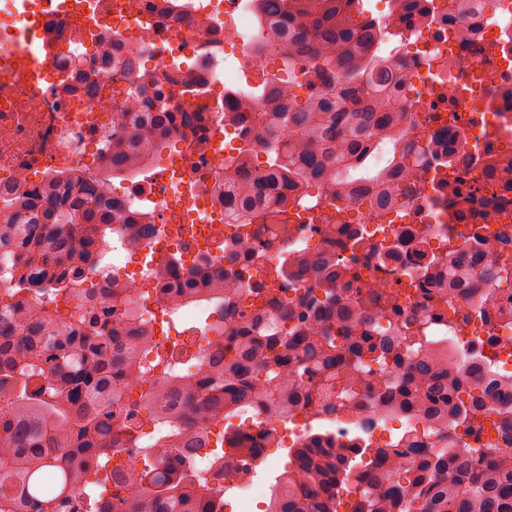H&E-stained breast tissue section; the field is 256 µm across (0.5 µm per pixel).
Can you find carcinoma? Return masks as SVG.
<instances>
[{
  "instance_id": "obj_1",
  "label": "carcinoma",
  "mask_w": 512,
  "mask_h": 512,
  "mask_svg": "<svg viewBox=\"0 0 512 512\" xmlns=\"http://www.w3.org/2000/svg\"><path fill=\"white\" fill-rule=\"evenodd\" d=\"M252 12L263 31L253 50L278 45L284 69L308 70L317 82L301 97L291 92L293 80L275 75L259 94L233 91L242 111L256 105L261 112L266 163L252 182L224 186V216L261 222L271 203L261 188L282 193L314 184L369 201L370 219L391 209L407 193L412 155L406 113L391 111L406 86L399 47H389L399 25L378 26L360 0H252ZM102 56L115 71L142 70L138 53L116 56L105 47ZM208 79L206 72L189 77L184 94L200 97ZM119 116L112 177H134L159 158L160 130L173 115L144 81ZM384 146L386 165L371 166ZM126 221L101 177L70 171L24 192L0 184V265L17 282L0 290V512H226L224 490L197 479L193 462L208 457L225 481L252 478L275 435L230 427L213 436L209 425L255 403L270 422L298 409L314 420L341 414L346 408L336 401L367 360L406 368V384L382 388L376 406L378 418L401 415L408 427L389 448H371L359 436L343 444L324 430L311 433L288 449L269 512H512V448L494 453L448 444L452 426L484 427L475 394L507 392L512 374L498 373L495 357L482 353L470 362L468 378H460L459 353L434 344L424 323L400 320L384 289H364L358 229L340 240V253L274 269L248 308L235 300V278L213 275L205 301L216 304L217 319L207 326L217 341L204 369L186 371L159 354L143 359L151 329L138 318L134 289L122 276L112 272L108 290L92 284L106 231ZM154 229L152 215L143 213L131 233L141 241ZM244 246L258 261L272 242L259 234ZM475 249L468 237L445 255L422 250L409 266L420 278L448 269V286L433 293L434 316H445L448 293L473 279ZM167 266L161 290L169 305L199 302L196 276L181 272L175 256ZM306 276L320 295L288 298V280ZM47 294L76 306L64 314L37 302ZM381 321L389 322L383 331L376 328ZM120 379L147 390L126 401ZM497 414L509 444L512 405H500ZM147 428L156 441L135 490L115 465L106 475L112 498L95 502L83 494L91 469L135 453Z\"/></svg>"
}]
</instances>
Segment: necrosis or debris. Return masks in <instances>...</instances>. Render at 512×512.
Instances as JSON below:
<instances>
[{"instance_id": "1", "label": "necrosis or debris", "mask_w": 512, "mask_h": 512, "mask_svg": "<svg viewBox=\"0 0 512 512\" xmlns=\"http://www.w3.org/2000/svg\"><path fill=\"white\" fill-rule=\"evenodd\" d=\"M60 2L0 0V182L26 188L60 171L95 176L110 169L112 145L101 128L117 121L115 100L93 99L63 85L74 66L97 64L98 46L111 45L116 31L122 49H138L151 60L169 111L196 117L192 125L176 119L164 130L172 148L161 169L150 180L128 181L117 197L127 213H153L156 224L155 234L137 245L126 234L113 233L103 253L104 267L122 270L138 285L135 304L165 305L157 272L177 254L182 269L197 272L203 284L209 271L243 270L238 302L249 306L252 289L266 282L286 254L336 249L339 239L327 233V225L361 222L360 203L330 198L322 187L308 190L286 212H271L268 234H278L285 222L297 232L286 237L283 250H271L260 262L243 254V229L225 222L215 186L255 176L265 157L261 119L242 123L237 105L224 101L240 62L258 73L271 62L270 54L255 55L252 41L243 36L252 26L246 0H74L68 10ZM418 5L402 55L410 81L392 108L409 114L408 129L427 130L419 143L427 159L410 170L415 194L380 221L364 224L366 248L358 267L363 283L380 282L397 292L402 319H427L434 338L459 335L470 356L491 342L512 340V292L476 280L449 295L446 317L434 318L429 298L443 273L409 279L405 264L380 263L371 248L384 239L422 233L429 251L447 252L448 224L457 214L461 231L496 243L493 251H477V266L512 270V241L498 242L504 235L512 238V177L504 175L512 168V0H477L466 15L449 13L448 0H418ZM202 65L210 78L202 101L193 102L184 95L183 82ZM246 141L253 145L249 160L239 173L225 171V158ZM448 151L457 164H436L435 155ZM192 319V310H184L182 325H167L153 343L203 359L207 342L191 328ZM404 378V371L366 364L350 397L351 416L373 447L391 443L373 412L374 388L392 389Z\"/></svg>"}]
</instances>
